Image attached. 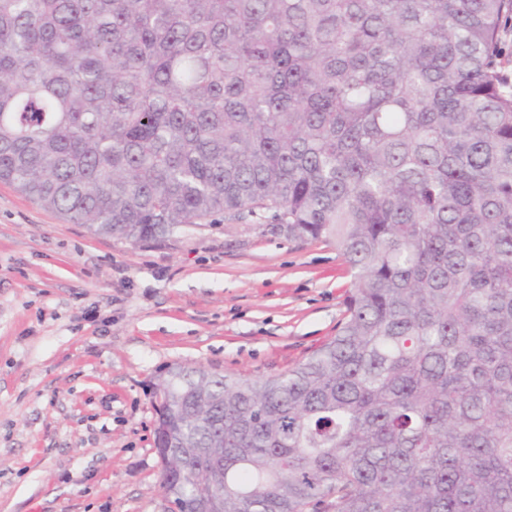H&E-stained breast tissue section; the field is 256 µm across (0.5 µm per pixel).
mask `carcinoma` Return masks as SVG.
Masks as SVG:
<instances>
[{
	"instance_id": "1",
	"label": "carcinoma",
	"mask_w": 512,
	"mask_h": 512,
	"mask_svg": "<svg viewBox=\"0 0 512 512\" xmlns=\"http://www.w3.org/2000/svg\"><path fill=\"white\" fill-rule=\"evenodd\" d=\"M512 0H0V183L132 245H336V336L176 367L162 512H512Z\"/></svg>"
}]
</instances>
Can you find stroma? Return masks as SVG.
I'll return each mask as SVG.
<instances>
[{
    "label": "stroma",
    "mask_w": 512,
    "mask_h": 512,
    "mask_svg": "<svg viewBox=\"0 0 512 512\" xmlns=\"http://www.w3.org/2000/svg\"><path fill=\"white\" fill-rule=\"evenodd\" d=\"M351 284L334 244L250 218L134 246L0 183V512H161L158 379L284 373Z\"/></svg>",
    "instance_id": "stroma-1"
}]
</instances>
